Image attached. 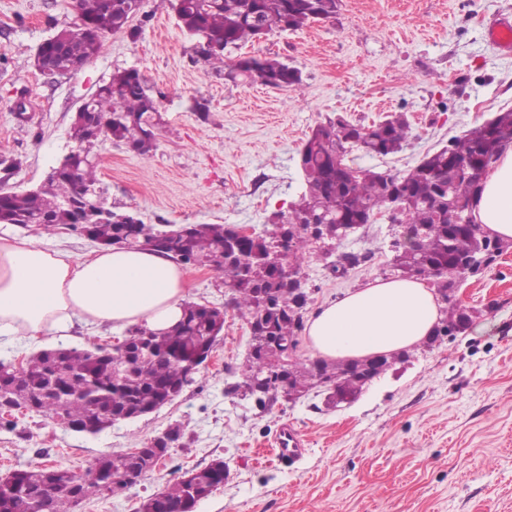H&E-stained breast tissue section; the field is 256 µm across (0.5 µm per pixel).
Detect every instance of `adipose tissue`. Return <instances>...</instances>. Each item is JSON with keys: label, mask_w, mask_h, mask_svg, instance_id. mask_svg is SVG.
Returning a JSON list of instances; mask_svg holds the SVG:
<instances>
[{"label": "adipose tissue", "mask_w": 512, "mask_h": 512, "mask_svg": "<svg viewBox=\"0 0 512 512\" xmlns=\"http://www.w3.org/2000/svg\"><path fill=\"white\" fill-rule=\"evenodd\" d=\"M472 215L485 232L512 239V146L484 178ZM185 292L183 269L148 249L110 246L76 259L30 238H0V345L63 337L78 324L162 333L181 319ZM441 309L422 279H377L314 310L305 334L322 358L362 360L422 344Z\"/></svg>", "instance_id": "1"}]
</instances>
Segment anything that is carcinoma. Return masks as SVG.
I'll return each mask as SVG.
<instances>
[{"label": "carcinoma", "instance_id": "1", "mask_svg": "<svg viewBox=\"0 0 512 512\" xmlns=\"http://www.w3.org/2000/svg\"><path fill=\"white\" fill-rule=\"evenodd\" d=\"M141 0H78L79 23L58 32L67 45L57 70L69 72L77 64L100 55L108 36L124 32L138 13ZM340 0H182L176 12L180 27L196 32L197 53L216 72L233 81L273 87H302L301 72L277 59L241 57L226 62L229 49H238L274 30L296 31L334 17ZM220 48L207 49L204 38ZM100 120L88 114L71 128L74 151L82 154L99 142L111 140L137 155L156 146L153 122L156 103L135 69L117 70L97 96ZM410 125L403 115L372 126L354 124L342 116L312 130L299 150L304 191L286 211L273 213L255 237L239 238L226 224H190L175 239L164 240L152 224H122L102 219L84 225L83 211L66 199L98 189L97 165L77 159L59 170L53 184L40 191L10 192L0 198V224L26 227L38 224L47 234L62 227L88 232L103 246L121 244L162 253L173 261L205 266L224 257L218 268L227 302L224 307L186 302L181 320L167 332L146 328L127 330L124 342L112 348L60 347L55 355L28 357L14 371L0 362V407L22 392L35 414L65 425L73 432L95 424L104 429L121 420L127 406L145 412L164 400L168 390L193 380L194 354L210 346L211 336L224 329L226 308L231 307L250 326V350L242 369V383L269 385L274 406L284 385L308 389L329 382L353 398L363 388L358 362L297 358L283 378L274 366L288 340L298 339L309 303L308 282L291 285L278 276V268L292 263L303 268L302 258L311 241L304 228L320 224L324 236L339 238L356 232L391 208L390 188L405 192L399 223L404 239H395L390 272L399 277L433 280L446 304L444 336L465 332L474 311L448 298V290L464 278L460 262L475 259L471 274L502 255L503 241L473 222L472 202L481 191L485 169L493 166L512 145V109L474 126L463 136L425 157L407 173L366 171L351 178L345 156L354 149L387 156L402 150ZM467 161L471 169H458ZM136 461L123 452L100 457L102 475L85 479L67 465H41L14 472V480L0 486V512H37L42 500L52 512H71L79 501L127 489L123 473ZM196 490L209 492L228 478L211 462L193 469ZM170 506L190 510V486L179 479L159 492Z\"/></svg>", "mask_w": 512, "mask_h": 512}]
</instances>
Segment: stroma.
<instances>
[{"mask_svg":"<svg viewBox=\"0 0 512 512\" xmlns=\"http://www.w3.org/2000/svg\"><path fill=\"white\" fill-rule=\"evenodd\" d=\"M172 0H142L128 31L79 71L35 67L39 45L77 20L75 0H0V191L40 184L73 150L76 113L112 73L136 69L164 123L140 156L102 142L97 172L108 200L147 224L262 228L301 191L298 152L318 124L344 116L370 126L403 114L411 132L385 157L352 151L347 164L406 173L423 157L512 107V52L490 39L493 19L512 21V0H341L335 17L273 32L239 54L275 56L298 68V90L233 83L195 54ZM24 111H17V101ZM378 219L343 252L369 261L339 278L319 252L305 256L309 309L384 277L392 233ZM73 256L94 242L64 229L0 224ZM187 299L223 305L218 273L185 269ZM463 306L479 309L454 338L409 350L352 403L332 408L312 389L269 412L230 393L241 378L249 325L228 310L224 335L179 397L98 434L76 433L31 413L0 426V475L38 464L83 469L98 457L140 447L172 426L182 436L139 485L83 501L72 512H138L189 468L224 458L230 475L195 512H512V241L497 263L465 279ZM307 441L295 463L273 454L282 424Z\"/></svg>","mask_w":512,"mask_h":512,"instance_id":"35a3bbf8","label":"stroma"}]
</instances>
